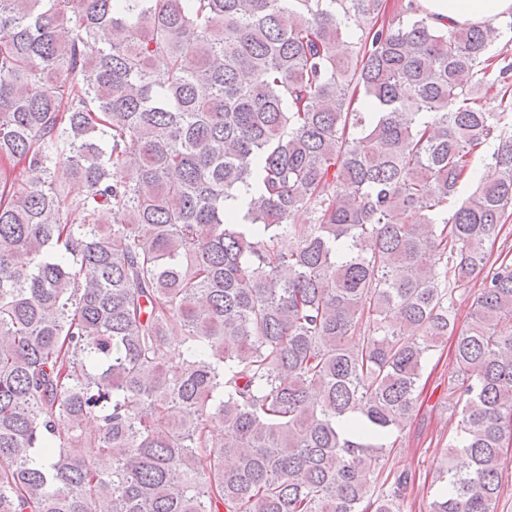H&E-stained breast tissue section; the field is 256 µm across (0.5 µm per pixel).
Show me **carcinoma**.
Wrapping results in <instances>:
<instances>
[{"mask_svg": "<svg viewBox=\"0 0 512 512\" xmlns=\"http://www.w3.org/2000/svg\"><path fill=\"white\" fill-rule=\"evenodd\" d=\"M506 33L415 0H0V166L29 173L0 182V512H404L393 437L472 291L425 512H497Z\"/></svg>", "mask_w": 512, "mask_h": 512, "instance_id": "cac0c4a2", "label": "carcinoma"}]
</instances>
